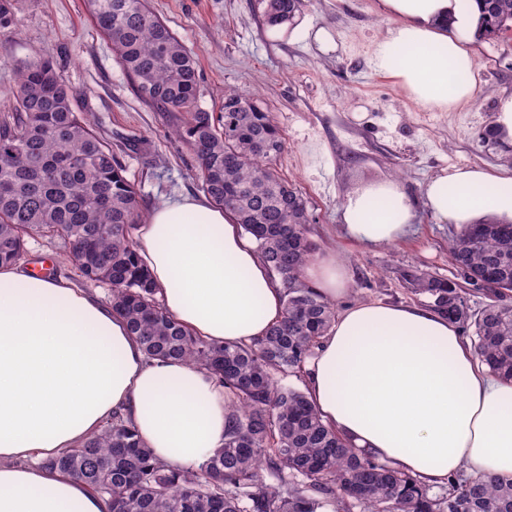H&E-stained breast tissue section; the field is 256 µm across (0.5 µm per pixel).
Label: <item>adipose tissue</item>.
Listing matches in <instances>:
<instances>
[{
    "label": "adipose tissue",
    "mask_w": 512,
    "mask_h": 512,
    "mask_svg": "<svg viewBox=\"0 0 512 512\" xmlns=\"http://www.w3.org/2000/svg\"><path fill=\"white\" fill-rule=\"evenodd\" d=\"M382 6L394 24L375 46V70L428 109L471 102L475 0ZM422 195L442 224L487 213L512 221V169H444ZM341 218L352 241L387 247L417 213L400 181L386 178L348 194ZM135 239L166 310L193 334L243 345L280 320L277 281L233 214L210 200L159 204ZM302 277L333 301L347 293L350 271L324 249ZM305 378L322 419L380 462L427 483L460 472L512 477V380L491 375L458 324L427 307L345 306ZM228 400L205 371L147 359L126 321L70 280L0 265V512H109L105 498L42 460L80 446L117 412L158 458L196 468L224 445Z\"/></svg>",
    "instance_id": "adipose-tissue-1"
}]
</instances>
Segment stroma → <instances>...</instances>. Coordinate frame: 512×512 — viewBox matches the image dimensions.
<instances>
[{"mask_svg": "<svg viewBox=\"0 0 512 512\" xmlns=\"http://www.w3.org/2000/svg\"><path fill=\"white\" fill-rule=\"evenodd\" d=\"M198 62L199 106L220 111L240 92L270 113L285 147L275 168L303 198L308 235L345 258L343 303L420 305L404 274L420 269L454 281L448 241L460 230L438 223L422 198L425 182L453 166L512 168V146L484 142L500 96L512 92V36L474 41L480 63L475 100L450 112L409 101L397 82L373 73L372 44L390 24L380 0H302L293 25L268 27L258 0H149ZM15 25L0 32V113L16 66L52 61L137 188L143 214L163 200L199 194L196 161L169 135L180 113L160 112L138 93L85 0H16ZM396 178L417 219L389 247L358 245L344 231L346 194Z\"/></svg>", "mask_w": 512, "mask_h": 512, "instance_id": "obj_1", "label": "stroma"}]
</instances>
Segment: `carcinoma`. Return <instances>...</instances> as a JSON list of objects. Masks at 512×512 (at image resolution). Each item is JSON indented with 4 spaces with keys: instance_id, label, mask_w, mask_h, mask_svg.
I'll return each mask as SVG.
<instances>
[{
    "instance_id": "carcinoma-1",
    "label": "carcinoma",
    "mask_w": 512,
    "mask_h": 512,
    "mask_svg": "<svg viewBox=\"0 0 512 512\" xmlns=\"http://www.w3.org/2000/svg\"><path fill=\"white\" fill-rule=\"evenodd\" d=\"M14 0H0V32L14 27ZM271 27L293 23L298 0H262ZM478 39L512 32V0H481ZM138 92L161 112H181L173 141L194 155L201 189L234 213L283 288V316L247 345H218L176 322L139 261L132 229L140 196L112 145L99 137L49 60L17 69L13 111L0 115V264L25 260V241L58 237L80 276L110 286L108 303L149 358H177L205 370L230 393L224 447L197 469L156 459L120 415L81 446L41 464L108 498L111 512H512V478L466 477L438 494L419 479L354 451L323 423L306 394L277 375L302 378L331 327L334 305L301 275L317 244L309 214L273 161L284 140L269 113L236 92L219 113L198 106L194 56L147 0H88ZM451 264L492 301L469 312L457 284L410 270L426 305L472 329L477 358L512 379V224L487 218L448 242ZM273 478L270 483L267 478Z\"/></svg>"
}]
</instances>
